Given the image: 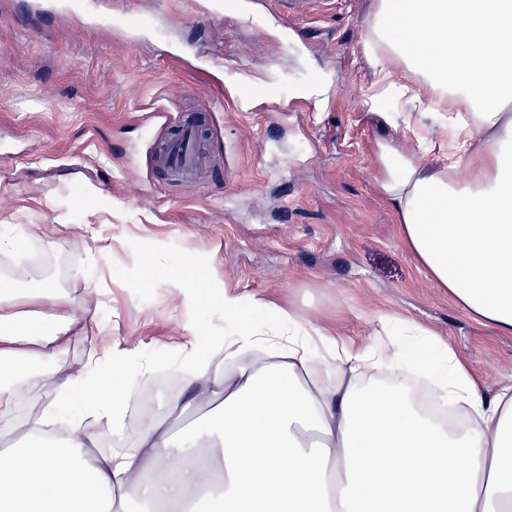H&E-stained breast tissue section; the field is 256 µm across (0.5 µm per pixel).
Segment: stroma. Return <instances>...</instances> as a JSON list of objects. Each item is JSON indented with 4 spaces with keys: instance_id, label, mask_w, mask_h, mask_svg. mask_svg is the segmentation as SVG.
<instances>
[{
    "instance_id": "1",
    "label": "stroma",
    "mask_w": 512,
    "mask_h": 512,
    "mask_svg": "<svg viewBox=\"0 0 512 512\" xmlns=\"http://www.w3.org/2000/svg\"><path fill=\"white\" fill-rule=\"evenodd\" d=\"M222 2L213 15L206 0H0V234L40 227L0 253V278L25 292L23 270H52L77 306L82 266L104 292L51 368L78 371L110 339L129 376L149 360L179 370L188 331L234 334L213 300L225 291L354 340L408 321L446 338L488 394L512 384V335L428 279L374 183L377 143L440 116L427 100L399 101L390 124L368 111L373 0H322L308 18ZM327 80L320 104L276 95ZM179 105L213 117L195 178L149 166L154 135L174 132L158 114ZM182 262L213 276L190 306L165 284Z\"/></svg>"
}]
</instances>
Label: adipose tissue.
I'll use <instances>...</instances> for the list:
<instances>
[{
  "mask_svg": "<svg viewBox=\"0 0 512 512\" xmlns=\"http://www.w3.org/2000/svg\"><path fill=\"white\" fill-rule=\"evenodd\" d=\"M364 50L377 75L365 104L387 118L391 75L443 109L447 162L382 142L376 183L429 279L497 333L512 334V0H375ZM470 180L455 177L459 167ZM28 307L0 281V512H512V386L486 394L434 333L355 343L291 311L222 293L236 335L185 341L191 399L129 426L125 353L105 346L81 375L50 370L96 307L74 309L37 269ZM419 351V369L466 425L448 429L406 390L381 386ZM335 363L324 376L317 359ZM54 392L14 424L27 382ZM218 403L190 431L192 405ZM133 447H98L102 431Z\"/></svg>",
  "mask_w": 512,
  "mask_h": 512,
  "instance_id": "1",
  "label": "adipose tissue"
}]
</instances>
